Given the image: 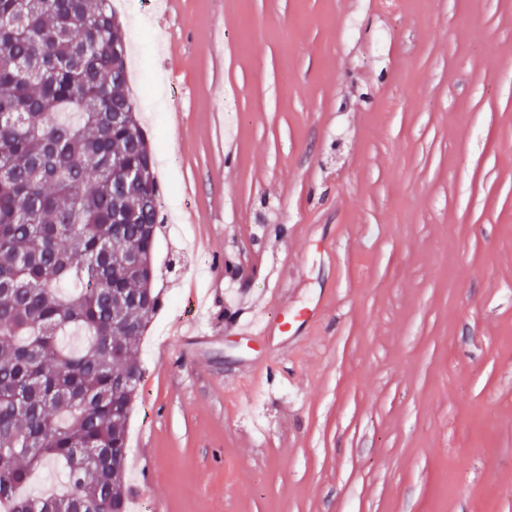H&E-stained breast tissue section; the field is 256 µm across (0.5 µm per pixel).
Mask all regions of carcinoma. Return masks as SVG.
<instances>
[{"instance_id":"carcinoma-1","label":"carcinoma","mask_w":512,"mask_h":512,"mask_svg":"<svg viewBox=\"0 0 512 512\" xmlns=\"http://www.w3.org/2000/svg\"><path fill=\"white\" fill-rule=\"evenodd\" d=\"M110 0H0V504L127 512L135 345L161 307L154 147ZM56 464L65 490L31 495Z\"/></svg>"}]
</instances>
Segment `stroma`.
Returning a JSON list of instances; mask_svg holds the SVG:
<instances>
[{"label": "stroma", "mask_w": 512, "mask_h": 512, "mask_svg": "<svg viewBox=\"0 0 512 512\" xmlns=\"http://www.w3.org/2000/svg\"><path fill=\"white\" fill-rule=\"evenodd\" d=\"M166 192L129 512H512V0H149ZM319 322L244 336L263 310Z\"/></svg>", "instance_id": "35a3bbf8"}]
</instances>
